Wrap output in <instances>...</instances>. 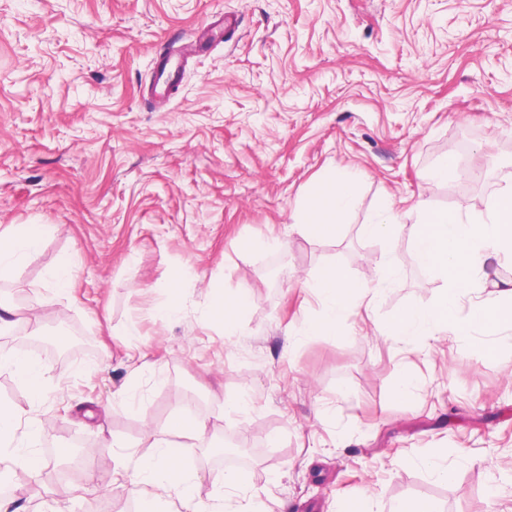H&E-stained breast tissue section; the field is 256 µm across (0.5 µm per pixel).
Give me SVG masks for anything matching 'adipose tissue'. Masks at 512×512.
I'll use <instances>...</instances> for the list:
<instances>
[{
	"instance_id": "adipose-tissue-1",
	"label": "adipose tissue",
	"mask_w": 512,
	"mask_h": 512,
	"mask_svg": "<svg viewBox=\"0 0 512 512\" xmlns=\"http://www.w3.org/2000/svg\"><path fill=\"white\" fill-rule=\"evenodd\" d=\"M356 197L357 184L352 178L324 176L311 186L293 219L307 234L338 237L341 218L354 205ZM49 232L46 224H12L0 230V281L11 279L23 261L41 248ZM397 276L398 266L392 259L386 262L378 285L373 287L349 278L339 268L321 269L308 286L321 300L323 310L318 319L307 324V335L339 334L342 318L355 305L375 302L382 285L393 282ZM2 368L10 369L27 387L33 402L42 400L49 379L47 367L23 354L0 348ZM178 424L177 440L164 444L157 455L139 459L133 469L116 471L114 481L146 487L156 499L177 496L186 512H256L253 500L241 493L243 478L232 470L215 477V494L210 501L200 499V478L185 463L194 451V440L205 433L207 423L185 415ZM43 430V421L30 412L0 404V469L21 468L30 475H38L42 461L26 445Z\"/></svg>"
}]
</instances>
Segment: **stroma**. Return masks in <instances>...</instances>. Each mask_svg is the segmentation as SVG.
Here are the masks:
<instances>
[{
    "mask_svg": "<svg viewBox=\"0 0 512 512\" xmlns=\"http://www.w3.org/2000/svg\"><path fill=\"white\" fill-rule=\"evenodd\" d=\"M164 58L180 70L171 87ZM450 155L459 175L422 190ZM333 173L359 196L324 240L293 214ZM510 181L512 0H0V229L52 227L0 299L39 308L59 260L73 270L59 321L0 335L50 370L36 406L0 370V403L46 423L30 442L41 475L13 495L27 512L138 503L113 485L117 462L154 453L186 409L208 425L188 461L205 499L228 467L209 450L232 441L267 512H336L344 496L375 512L407 497L512 512V331L409 346L373 333L443 287L413 253L419 197L485 219ZM386 204L398 231L361 235ZM390 258L399 273L373 311L305 335L323 306L303 279L333 265L374 285ZM175 272L182 315L163 322ZM216 286L250 296L237 335L209 319ZM76 439L100 490L60 504L59 451Z\"/></svg>",
    "mask_w": 512,
    "mask_h": 512,
    "instance_id": "stroma-1",
    "label": "stroma"
}]
</instances>
